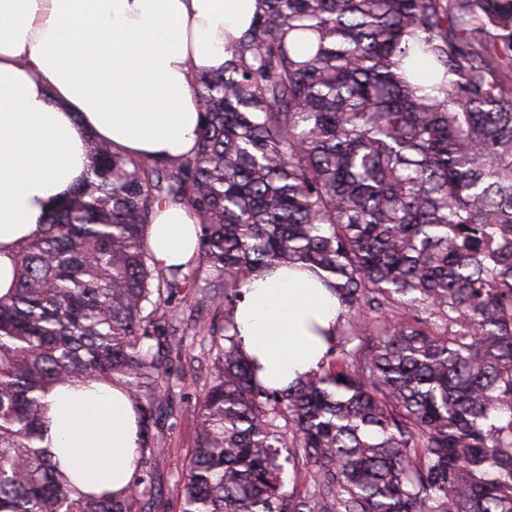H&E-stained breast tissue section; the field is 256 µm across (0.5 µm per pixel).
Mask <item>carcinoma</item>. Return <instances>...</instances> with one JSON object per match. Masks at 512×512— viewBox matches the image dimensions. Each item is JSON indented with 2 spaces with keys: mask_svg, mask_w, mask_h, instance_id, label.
<instances>
[{
  "mask_svg": "<svg viewBox=\"0 0 512 512\" xmlns=\"http://www.w3.org/2000/svg\"><path fill=\"white\" fill-rule=\"evenodd\" d=\"M259 4L194 77V154L90 142L21 247L0 296V512H144L201 356L180 512H512V0ZM169 202L197 220L188 272L151 263ZM298 263L332 279L342 321L316 371L271 390L234 312L253 272ZM187 300L209 319L184 323ZM79 380L124 386L137 413L118 493L38 446L45 393Z\"/></svg>",
  "mask_w": 512,
  "mask_h": 512,
  "instance_id": "cac0c4a2",
  "label": "carcinoma"
}]
</instances>
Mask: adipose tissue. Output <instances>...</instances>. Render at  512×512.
Returning <instances> with one entry per match:
<instances>
[{
  "label": "adipose tissue",
  "instance_id": "ef3b65f1",
  "mask_svg": "<svg viewBox=\"0 0 512 512\" xmlns=\"http://www.w3.org/2000/svg\"><path fill=\"white\" fill-rule=\"evenodd\" d=\"M258 0H0V296L20 248L86 174L88 143L186 158L198 138L193 77L223 67ZM153 264L192 265L198 227L169 203L147 230ZM234 314L259 378L283 389L317 368L339 302L307 270L253 275ZM42 446L85 491L116 492L135 473L138 425L122 388L51 389Z\"/></svg>",
  "mask_w": 512,
  "mask_h": 512
}]
</instances>
